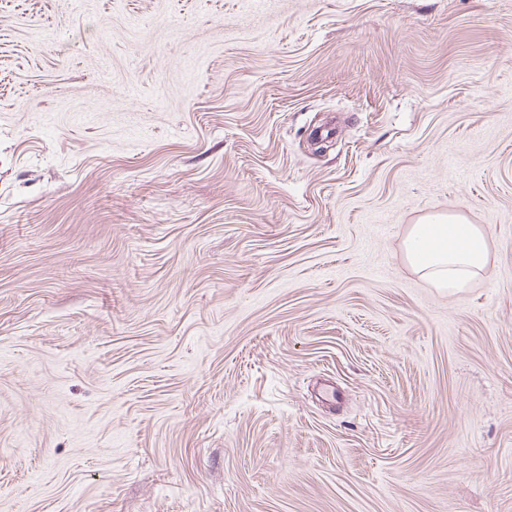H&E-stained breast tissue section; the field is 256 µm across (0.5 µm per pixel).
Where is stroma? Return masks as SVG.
I'll return each mask as SVG.
<instances>
[{"mask_svg":"<svg viewBox=\"0 0 512 512\" xmlns=\"http://www.w3.org/2000/svg\"><path fill=\"white\" fill-rule=\"evenodd\" d=\"M0 512H512V0H0ZM405 248L410 267L437 288L464 286L488 264L483 228L457 214H435L412 224Z\"/></svg>","mask_w":512,"mask_h":512,"instance_id":"stroma-1","label":"stroma"}]
</instances>
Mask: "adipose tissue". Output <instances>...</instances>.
Listing matches in <instances>:
<instances>
[{
  "instance_id": "adipose-tissue-1",
  "label": "adipose tissue",
  "mask_w": 512,
  "mask_h": 512,
  "mask_svg": "<svg viewBox=\"0 0 512 512\" xmlns=\"http://www.w3.org/2000/svg\"><path fill=\"white\" fill-rule=\"evenodd\" d=\"M405 248L410 267L439 288L464 286L488 264L483 228L457 214L424 217L411 226Z\"/></svg>"
}]
</instances>
